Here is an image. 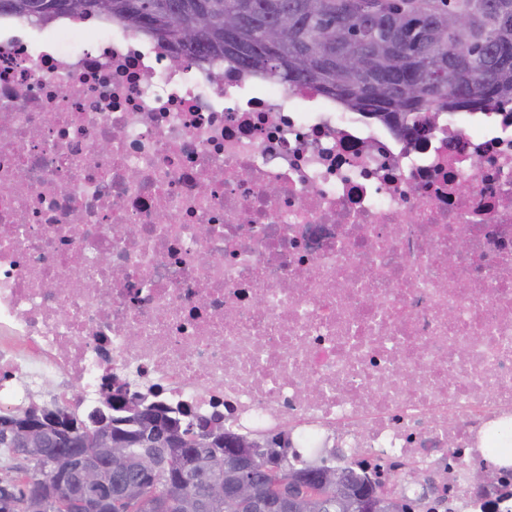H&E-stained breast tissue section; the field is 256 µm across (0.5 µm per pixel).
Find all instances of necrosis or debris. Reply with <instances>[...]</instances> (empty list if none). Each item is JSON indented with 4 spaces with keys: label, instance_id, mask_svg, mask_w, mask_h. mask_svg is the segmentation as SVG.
I'll list each match as a JSON object with an SVG mask.
<instances>
[{
    "label": "necrosis or debris",
    "instance_id": "1",
    "mask_svg": "<svg viewBox=\"0 0 512 512\" xmlns=\"http://www.w3.org/2000/svg\"><path fill=\"white\" fill-rule=\"evenodd\" d=\"M421 121L1 13L0 413L119 384L407 512H512V107Z\"/></svg>",
    "mask_w": 512,
    "mask_h": 512
}]
</instances>
